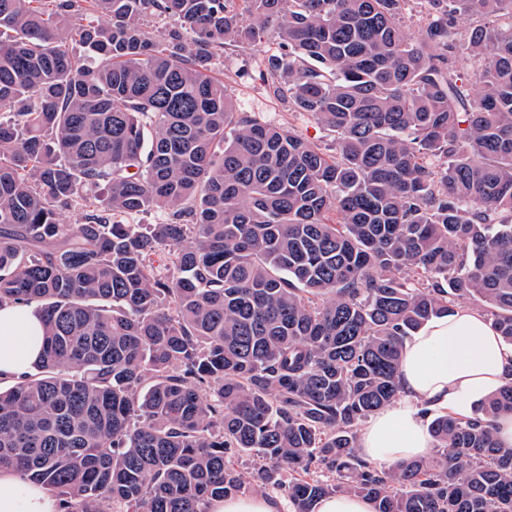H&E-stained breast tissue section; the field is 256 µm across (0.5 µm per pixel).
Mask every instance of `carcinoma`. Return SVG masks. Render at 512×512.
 Segmentation results:
<instances>
[{"instance_id":"carcinoma-1","label":"carcinoma","mask_w":512,"mask_h":512,"mask_svg":"<svg viewBox=\"0 0 512 512\" xmlns=\"http://www.w3.org/2000/svg\"><path fill=\"white\" fill-rule=\"evenodd\" d=\"M409 2L0 0V307L45 336L0 389V470L60 512H208L256 482L293 512H512V385L434 417L431 460L357 454L431 318L474 300L512 344V0H424L415 38ZM265 39L261 80L335 153L212 75ZM314 512H374V506L366 497L344 493L318 500Z\"/></svg>"}]
</instances>
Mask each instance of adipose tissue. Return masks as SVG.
I'll return each instance as SVG.
<instances>
[{
	"instance_id": "1",
	"label": "adipose tissue",
	"mask_w": 512,
	"mask_h": 512,
	"mask_svg": "<svg viewBox=\"0 0 512 512\" xmlns=\"http://www.w3.org/2000/svg\"><path fill=\"white\" fill-rule=\"evenodd\" d=\"M43 340L42 321L33 307L1 306L0 377L31 372ZM399 384L398 401L375 413L359 438V455L381 466L429 453V413L473 416L477 403L512 384V344L500 339L480 310L456 308L406 339ZM0 512H59V505L40 486L2 470Z\"/></svg>"
}]
</instances>
